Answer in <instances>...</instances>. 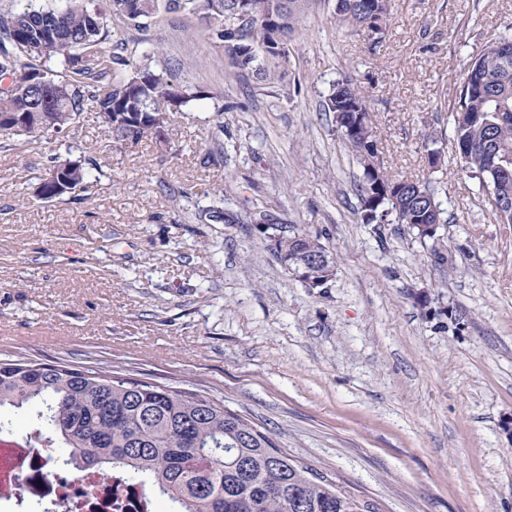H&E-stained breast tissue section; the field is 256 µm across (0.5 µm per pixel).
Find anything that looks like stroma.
Segmentation results:
<instances>
[{"label": "stroma", "instance_id": "35a3bbf8", "mask_svg": "<svg viewBox=\"0 0 512 512\" xmlns=\"http://www.w3.org/2000/svg\"><path fill=\"white\" fill-rule=\"evenodd\" d=\"M335 7L308 0L270 81L183 13L146 33L108 16L107 45L196 99L163 142L114 143L92 111L53 136L0 135V360L107 362L223 401L380 512H512V224L464 169L452 115L470 59L512 39V0H390L376 38ZM342 79L370 95L382 171L428 181L452 266L405 225L364 223L363 167L324 109ZM55 157L82 161L88 189L37 197ZM269 200L335 253L324 287L257 231ZM422 290L467 327L429 318Z\"/></svg>", "mask_w": 512, "mask_h": 512}]
</instances>
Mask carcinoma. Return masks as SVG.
Returning a JSON list of instances; mask_svg holds the SVG:
<instances>
[{
    "mask_svg": "<svg viewBox=\"0 0 512 512\" xmlns=\"http://www.w3.org/2000/svg\"><path fill=\"white\" fill-rule=\"evenodd\" d=\"M113 14L138 31L156 25L158 0H110ZM262 10L245 22L232 19L233 0H167V10L206 20L211 38L231 63L252 69L262 81L273 75L246 46L268 29L267 41L284 47L286 64L305 0H257ZM378 0H346L336 10L339 23L361 29L367 5ZM56 24L67 51L47 40L39 26ZM109 31L102 12L86 0H69L62 11L25 9L0 15V81L16 78L15 90L0 93L1 112L34 111L32 81L47 83L50 101L41 111L45 133L78 123L90 105L117 143L136 142L147 133L164 138L172 116L199 98L176 87L148 66L123 74L130 65L127 47L118 41L104 50ZM60 56L63 71L20 63L23 56ZM347 94L334 88L325 111L345 112L349 98L367 102L365 91L349 83ZM456 141L468 148L465 169L483 186L502 179L512 184V40L488 46L473 58L453 107ZM50 174L62 173L87 185L83 163L55 160ZM425 183L408 186L384 172L364 171L361 201L371 205L372 220L390 212L398 224L420 232L421 224L441 223L437 202L420 205ZM274 256L293 270L307 258L320 259L322 278L336 274V258L300 229L277 241ZM45 409L37 432L70 448L66 464L79 471L97 467L123 472L129 481L146 480L175 512H379L369 501L348 493L322 473L301 465L275 442L271 432L248 422L224 403L195 392L115 376L108 367L75 369L61 362L20 359L0 362V408Z\"/></svg>",
    "mask_w": 512,
    "mask_h": 512,
    "instance_id": "1",
    "label": "carcinoma"
}]
</instances>
